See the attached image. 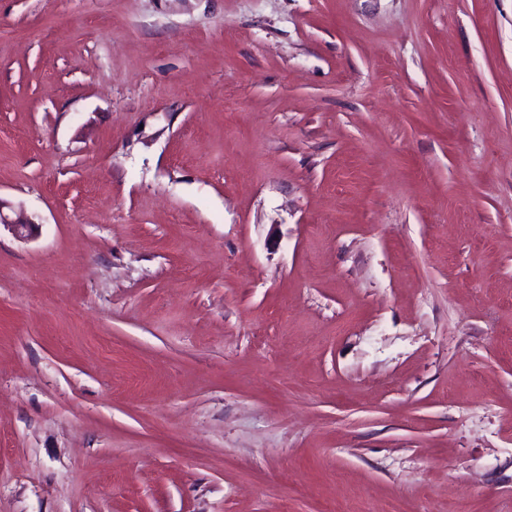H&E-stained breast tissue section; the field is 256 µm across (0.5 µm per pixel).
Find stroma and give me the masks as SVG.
<instances>
[{
  "label": "stroma",
  "instance_id": "1",
  "mask_svg": "<svg viewBox=\"0 0 512 512\" xmlns=\"http://www.w3.org/2000/svg\"><path fill=\"white\" fill-rule=\"evenodd\" d=\"M0 512H512V0H0ZM3 205L4 203L0 200V227L2 225L10 227L20 238H27L31 236L33 229L38 226V223L29 217L22 209L15 211L14 218L9 217L4 214ZM23 231L25 234H23Z\"/></svg>",
  "mask_w": 512,
  "mask_h": 512
}]
</instances>
